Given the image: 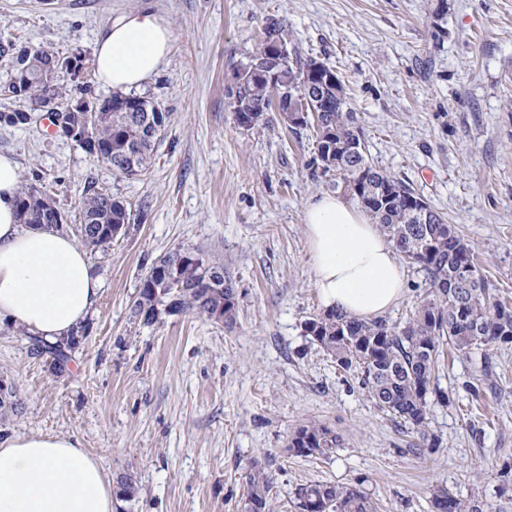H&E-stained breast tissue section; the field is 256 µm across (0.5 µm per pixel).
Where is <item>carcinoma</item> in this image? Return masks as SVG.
<instances>
[{
    "label": "carcinoma",
    "instance_id": "cac0c4a2",
    "mask_svg": "<svg viewBox=\"0 0 512 512\" xmlns=\"http://www.w3.org/2000/svg\"><path fill=\"white\" fill-rule=\"evenodd\" d=\"M52 52L26 48L18 50L13 75L5 90L23 102H39L42 87L37 80L41 64ZM261 54L251 57L256 68L244 73L245 84L229 92L237 124L252 128L270 121L272 111L269 78ZM313 59L295 56L285 69L282 89L293 98L307 91L312 81ZM112 103L103 104L94 113L91 134L98 147L96 157L105 158L112 170L133 176L149 169L153 163L154 143L158 131L150 119L157 103L150 97L116 93ZM135 101L141 107L128 112L124 105ZM321 109L319 122L313 123L322 175H333L336 184H344L356 202L379 225L407 264L419 269L428 286L426 296L414 308L412 317L402 326L384 319L365 320L343 312H323L304 322V331L344 370H360L361 382L370 399L382 410L423 432L428 416V394L435 372L440 345L448 342L456 350L480 354L496 344L512 343V308L496 298L493 289L474 262L471 246L446 223L435 209L429 221L421 224L412 217L409 199L416 193L409 186L374 168L364 151L353 147L358 138L354 114L348 107L341 81L323 84L315 99ZM388 185V194L360 199L353 189L365 181ZM55 202L35 189L20 183L17 196L19 223L28 228L65 230L62 224H45ZM131 214L125 204L111 194L94 190L81 200V221L72 228L85 245L100 249L112 243L107 231L130 224ZM186 256L182 268H169L168 274L142 281L133 302V314L150 325L157 319L156 310L173 304L181 313L208 316L221 308L224 322L235 320L236 297L232 283L222 280L217 286L207 283L208 272L223 264L201 252L179 247ZM76 339L45 345V351L57 364L68 359ZM339 445V437L317 422L298 427L289 447L303 456L328 455ZM244 512H266L273 488L272 476L255 463L247 473ZM434 512H483L478 502L464 499L445 490L433 495ZM295 508L298 512H377L376 503L356 484L315 483L298 488Z\"/></svg>",
    "mask_w": 512,
    "mask_h": 512
}]
</instances>
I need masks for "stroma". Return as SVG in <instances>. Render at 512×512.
<instances>
[{
	"mask_svg": "<svg viewBox=\"0 0 512 512\" xmlns=\"http://www.w3.org/2000/svg\"><path fill=\"white\" fill-rule=\"evenodd\" d=\"M149 8L172 29L170 53L137 93L166 115L151 168L111 167L48 127L0 124V154L80 221L87 189L122 200L127 232L88 257L102 282L65 366L0 324V374L20 402L0 441L71 435L134 498L114 512H241L245 474L272 475L266 512H296V490L356 483L380 512H433L438 490L512 512L498 472L512 465V344L480 357L444 350L424 434L379 409L357 371H343L304 332L323 310L311 280L304 211L333 192L313 128L278 120L239 127L228 91L264 27L279 21L289 49L333 69L357 114L371 164L409 185L472 246L497 296L512 306V0H0V112L7 44L85 59L117 15ZM219 259L236 296L222 324L178 314L144 325L132 312L143 278L171 249ZM315 421L341 444L302 456L293 432Z\"/></svg>",
	"mask_w": 512,
	"mask_h": 512,
	"instance_id": "stroma-1",
	"label": "stroma"
}]
</instances>
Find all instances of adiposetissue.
<instances>
[{
  "instance_id": "1",
  "label": "adipose tissue",
  "mask_w": 512,
  "mask_h": 512,
  "mask_svg": "<svg viewBox=\"0 0 512 512\" xmlns=\"http://www.w3.org/2000/svg\"><path fill=\"white\" fill-rule=\"evenodd\" d=\"M172 33L140 8L116 17L95 49L100 82L139 87L164 64ZM17 162L0 154V323L48 343L83 326L100 284L67 234L18 224ZM305 231L322 306L358 318L384 314L404 294V272L376 224L343 197L308 203ZM115 487L79 440L32 434L0 441V512H113Z\"/></svg>"
}]
</instances>
